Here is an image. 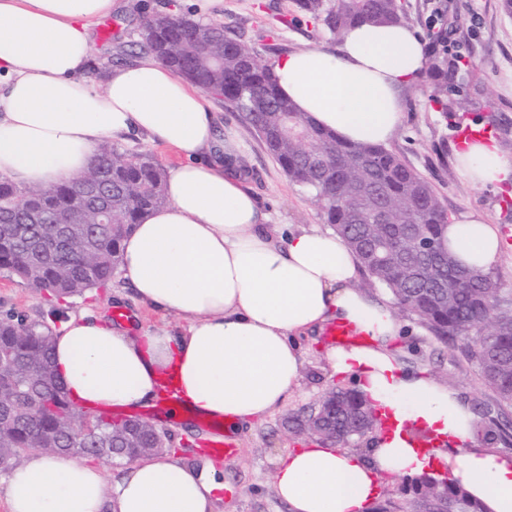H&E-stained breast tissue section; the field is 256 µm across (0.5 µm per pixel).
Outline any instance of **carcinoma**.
<instances>
[{"label":"carcinoma","instance_id":"obj_1","mask_svg":"<svg viewBox=\"0 0 512 512\" xmlns=\"http://www.w3.org/2000/svg\"><path fill=\"white\" fill-rule=\"evenodd\" d=\"M297 5L338 40L358 23H407L402 0H297ZM138 48L239 112L284 175L320 203L327 223L357 254L369 279L386 287L397 307L417 316L439 340L460 343L499 408L512 409V309L498 305V288L489 274L460 266L443 247L448 212L425 179L386 147L342 142L296 111L279 93L272 67L220 23L154 12L143 19ZM427 72L434 84L431 100L442 112L453 111L448 80L455 65L448 50L427 55ZM166 180V171L151 156L110 143L100 146L94 163L72 181L21 188L0 174V270L51 302L108 286L120 271L122 241L144 216L167 203ZM98 184L112 188V225L98 223L92 206L82 208L79 229L91 250L45 251L42 235L23 228V217L47 218L69 202H82ZM18 197L24 202L23 216L11 209V200ZM376 210L382 211L380 221L362 220ZM424 237L434 245L428 256L413 248L414 240ZM52 349L45 321L15 312L0 316V360L12 362L16 370L14 379L0 380V399L23 410L28 395H46L42 413L0 430V465L17 464L33 449L49 453L64 448L72 456L91 457L102 447L136 453L141 448L160 452L170 445L168 436L160 443L153 439L148 422L129 435L124 420L103 412L95 416L93 432L74 439L59 434V419L68 417L79 425L84 411L59 381ZM289 423L297 432L314 425L324 439L333 440L354 438L360 429L368 432L380 419L359 392L338 389L335 397ZM402 505L417 512H488L461 484L426 473L402 483L400 495L384 500L374 512H396Z\"/></svg>","mask_w":512,"mask_h":512}]
</instances>
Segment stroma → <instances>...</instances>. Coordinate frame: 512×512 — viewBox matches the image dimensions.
Listing matches in <instances>:
<instances>
[{"mask_svg": "<svg viewBox=\"0 0 512 512\" xmlns=\"http://www.w3.org/2000/svg\"><path fill=\"white\" fill-rule=\"evenodd\" d=\"M405 2L409 25L423 45L444 40L450 54L462 60L448 83V96L456 102L457 109L449 114L439 112L429 99L427 78H419L401 93L402 120L388 148L430 183L449 218L476 210L496 224L502 256L491 276L498 288L499 304L512 308V206L501 205L503 196H512V184L495 189L469 183L457 168L455 143L461 126L487 125L496 130L498 147L512 154V15L504 11L502 0ZM171 6L194 18L224 24L268 63L293 52L337 46L321 26L300 17L295 0H219L206 10L202 9L201 0H113L112 37L106 41L95 38L94 59L109 60L116 66L135 61L134 43L143 16ZM208 104L217 115L218 136L236 146L246 183L262 211L268 214L270 224H288L295 229L313 224L325 226L321 206L307 190L288 180L239 112L214 98ZM58 307L57 318L61 321L82 310L108 318L113 308L119 307L138 327L165 324L175 328L182 324L176 316L165 317L139 304L126 281L89 290L59 302ZM47 308L43 294L0 272V314L16 311L37 320ZM399 319L404 335L396 347L405 368L427 371L456 389L484 430L496 433L504 429L512 434V412L499 410L478 366L452 344L437 339L414 315L403 312ZM301 345L299 389L272 415L253 422L236 436L238 453L234 461L208 458L203 447L205 433L195 421L169 417L155 405L141 410V417L170 434L183 465L197 466L209 459L221 471L225 486L233 493L220 497L215 512H288L275 493L272 474L281 456L307 442L306 436L289 431L288 418L316 407L329 389L352 386L351 381L331 375L313 337H303Z\"/></svg>", "mask_w": 512, "mask_h": 512, "instance_id": "35a3bbf8", "label": "stroma"}]
</instances>
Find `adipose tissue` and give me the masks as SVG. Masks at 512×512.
Here are the masks:
<instances>
[{
	"label": "adipose tissue",
	"mask_w": 512,
	"mask_h": 512,
	"mask_svg": "<svg viewBox=\"0 0 512 512\" xmlns=\"http://www.w3.org/2000/svg\"><path fill=\"white\" fill-rule=\"evenodd\" d=\"M112 0H0V173L22 187L81 175L99 145L140 133L185 158L172 169L167 203L122 242V272L139 302L187 322L142 335L92 312L54 333L53 361L71 398L89 412L156 400L172 380L179 409L237 430L274 412L298 389L299 337L328 323L364 341L328 346L333 374L357 382L398 423L416 424L455 448L423 454L401 433L355 451L311 441L273 473L290 512H367L391 479L441 463L489 512H512V457L481 447L473 414L435 377L405 371L391 348L400 322L387 303L355 288L359 261L343 239L311 226L274 236L244 186L232 146L216 139L204 95L151 57L85 73L94 20ZM424 48L404 24L350 27L333 50L295 52L272 68L280 93L343 141L388 143L402 117L401 91L419 77ZM458 167L473 184L512 181V155L469 144ZM443 245L463 266L490 272L499 234L477 211L448 223ZM224 488L212 462L190 468L174 453L124 465L119 478L67 454L30 452L0 484L8 512H213Z\"/></svg>",
	"instance_id": "obj_1"
}]
</instances>
